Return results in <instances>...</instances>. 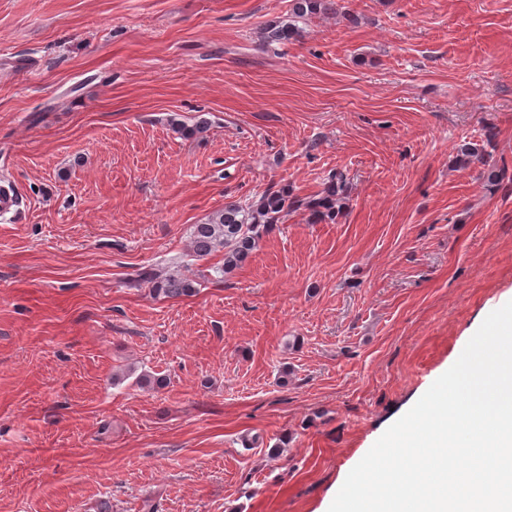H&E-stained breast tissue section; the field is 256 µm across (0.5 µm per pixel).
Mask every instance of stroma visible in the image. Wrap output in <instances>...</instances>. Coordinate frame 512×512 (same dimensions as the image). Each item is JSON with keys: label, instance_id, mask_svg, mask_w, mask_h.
Listing matches in <instances>:
<instances>
[{"label": "stroma", "instance_id": "obj_1", "mask_svg": "<svg viewBox=\"0 0 512 512\" xmlns=\"http://www.w3.org/2000/svg\"><path fill=\"white\" fill-rule=\"evenodd\" d=\"M340 3L269 45L292 0H0V512H328L512 300V0ZM333 171L336 223L188 256ZM495 140L496 133L494 132V128L490 127L485 134V145H482L480 148L473 146L464 147L461 149V161L464 164L479 162L484 166L487 165V168L483 171L484 178L490 185L498 186L504 178L505 165L503 164L502 168H497V164L495 162L491 164L490 162L493 158L492 152L487 150V148L495 150ZM318 198L301 203L292 197L289 188L264 191L258 200L231 203L206 222L193 225L191 257H205L224 252V266L216 272H230L256 249L263 235L289 211L304 205L314 223H335L343 209L346 180L342 173L329 174ZM134 281L138 284L141 281L151 283L152 288H150V291L157 297L176 298L188 296L196 290L191 280L180 277L177 274L160 277L155 272L145 271L139 273Z\"/></svg>", "mask_w": 512, "mask_h": 512}]
</instances>
